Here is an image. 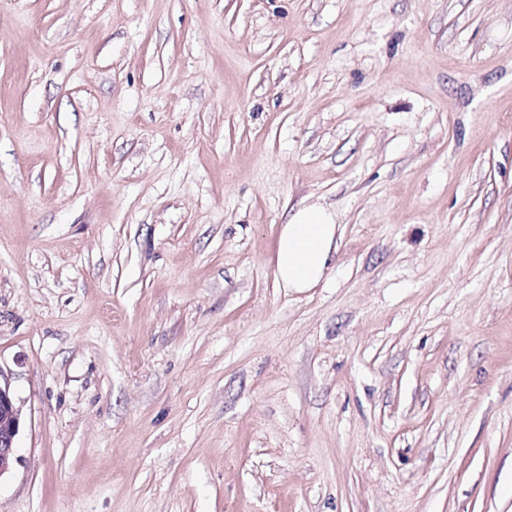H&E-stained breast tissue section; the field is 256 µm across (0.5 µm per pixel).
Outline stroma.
Returning a JSON list of instances; mask_svg holds the SVG:
<instances>
[{"mask_svg":"<svg viewBox=\"0 0 512 512\" xmlns=\"http://www.w3.org/2000/svg\"><path fill=\"white\" fill-rule=\"evenodd\" d=\"M0 383V512H512V0H0ZM341 233L336 213L326 207L302 206L288 214L273 256L276 282L294 293L318 286L338 251ZM21 411L16 406L7 386L0 383V477L16 460L15 439L19 431Z\"/></svg>","mask_w":512,"mask_h":512,"instance_id":"1","label":"stroma"}]
</instances>
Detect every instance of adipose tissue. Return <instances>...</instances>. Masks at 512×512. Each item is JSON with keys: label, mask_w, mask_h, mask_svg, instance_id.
<instances>
[{"label": "adipose tissue", "mask_w": 512, "mask_h": 512, "mask_svg": "<svg viewBox=\"0 0 512 512\" xmlns=\"http://www.w3.org/2000/svg\"><path fill=\"white\" fill-rule=\"evenodd\" d=\"M340 239L341 226L333 210L309 205L291 212L279 229L273 256L277 283L294 293L318 286L339 248Z\"/></svg>", "instance_id": "ef3b65f1"}]
</instances>
